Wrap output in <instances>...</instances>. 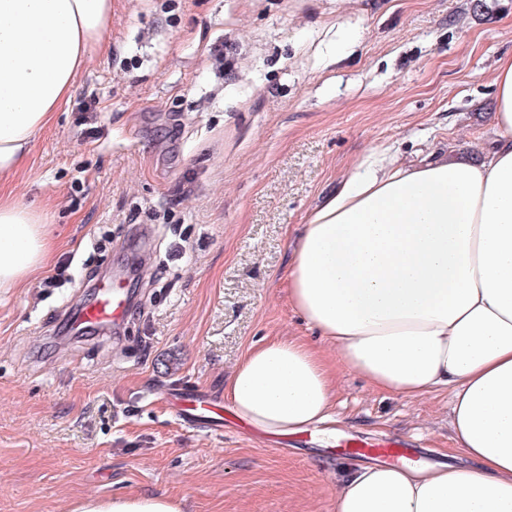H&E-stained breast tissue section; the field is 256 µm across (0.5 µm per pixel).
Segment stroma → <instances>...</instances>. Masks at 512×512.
Returning <instances> with one entry per match:
<instances>
[{
    "label": "stroma",
    "instance_id": "1",
    "mask_svg": "<svg viewBox=\"0 0 512 512\" xmlns=\"http://www.w3.org/2000/svg\"><path fill=\"white\" fill-rule=\"evenodd\" d=\"M112 0L70 102L7 184L48 213L42 275L0 288V512L152 492L183 512H335L351 438L452 454L448 396L347 369L288 299L297 224L375 147L478 159L512 0ZM67 278L45 287L58 268ZM133 268L138 310L71 335L65 311ZM299 338L334 375L331 436L225 411L183 425L170 386L213 397L248 351Z\"/></svg>",
    "mask_w": 512,
    "mask_h": 512
}]
</instances>
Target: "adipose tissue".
Listing matches in <instances>:
<instances>
[{"instance_id": "adipose-tissue-1", "label": "adipose tissue", "mask_w": 512, "mask_h": 512, "mask_svg": "<svg viewBox=\"0 0 512 512\" xmlns=\"http://www.w3.org/2000/svg\"><path fill=\"white\" fill-rule=\"evenodd\" d=\"M112 0H0V178L68 104ZM497 138L485 157L403 163L364 156L296 229L294 310L346 368L406 399L444 391L461 461L362 462L335 512H512V51L494 76ZM48 214L0 192V288L49 265ZM258 430L295 434L333 419L332 376L298 339L251 349L224 389ZM75 512H179L150 493Z\"/></svg>"}]
</instances>
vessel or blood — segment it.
<instances>
[{
  "label": "vessel or blood",
  "instance_id": "obj_1",
  "mask_svg": "<svg viewBox=\"0 0 512 512\" xmlns=\"http://www.w3.org/2000/svg\"><path fill=\"white\" fill-rule=\"evenodd\" d=\"M130 314L128 293L121 282L106 280L94 288L92 300L80 302L70 319V331L80 336L91 327L111 329L126 321ZM168 400L176 416L185 425L205 428L214 432L224 429V417L214 401L207 395L197 392H172ZM354 451L370 453L389 462H400L407 458L408 451L397 441H386L376 445L357 443Z\"/></svg>",
  "mask_w": 512,
  "mask_h": 512
}]
</instances>
